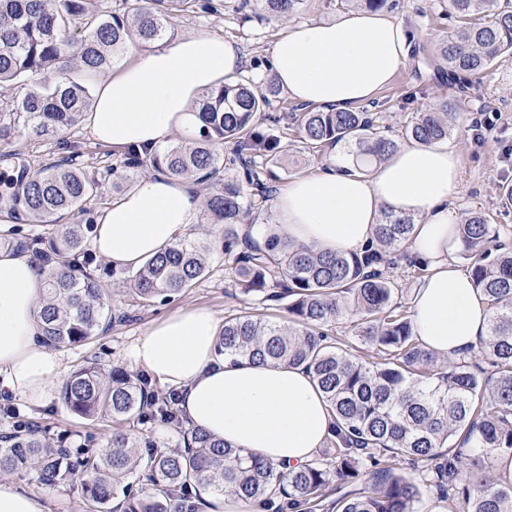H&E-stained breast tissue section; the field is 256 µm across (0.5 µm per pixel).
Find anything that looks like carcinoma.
Segmentation results:
<instances>
[{"mask_svg": "<svg viewBox=\"0 0 512 512\" xmlns=\"http://www.w3.org/2000/svg\"><path fill=\"white\" fill-rule=\"evenodd\" d=\"M194 0H120L104 10L101 0H0V86H26L20 97H0V140L20 129L65 140L91 106L89 86L107 74L132 42L165 38L172 10ZM265 8L290 16L300 0H262ZM494 0H452L460 19L441 55L458 79L486 71L512 54V10L488 16ZM279 89L247 80L226 83L203 96L204 128L150 157L167 171L207 187L202 202L207 224L224 225V261L246 292L265 294L288 317L256 315L224 319L219 352L224 358L263 359L303 367L317 380L333 413L334 452L288 472L198 430L183 429V449L159 452L133 436L124 423L158 419L177 429L182 422L170 402L143 378L114 366L95 364L74 371L64 383V406L91 419L100 414L116 424L106 448L89 449L74 460L28 430L0 448V471H30L49 488L80 479L96 508L116 490L122 512H183L190 492L203 487L230 495L248 507L275 512H318L330 487L362 481L335 501L336 512H415L418 487L399 468L402 461L425 464L431 484L445 501L456 498L466 512H512V486H499L482 458L512 452V243L486 217L459 224L468 274L489 308L487 335L469 356L439 362L420 343L401 309L404 288L386 275L388 256L411 238L412 221L385 216L375 239L361 254H330L272 237L259 246L239 235L242 217L270 215L269 180L279 163L282 138L293 131L306 149L343 145L354 171L383 161L397 149L374 112L283 106L268 111ZM458 104L446 99L415 112L402 137L424 144L448 138ZM233 144L224 158L223 146ZM113 169L88 172L68 157L40 167L24 166L11 193L13 206L33 224L52 226L42 246L48 264L42 297L43 342L60 348L92 340L112 323V300L90 266L85 225L60 219L101 196ZM209 247L193 232L147 260L128 276L129 291L146 306L192 287L207 272ZM345 312L357 316L356 335L382 356L342 347L328 336ZM494 367L484 376L476 360Z\"/></svg>", "mask_w": 512, "mask_h": 512, "instance_id": "1", "label": "carcinoma"}]
</instances>
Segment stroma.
<instances>
[{"label":"stroma","instance_id":"1","mask_svg":"<svg viewBox=\"0 0 512 512\" xmlns=\"http://www.w3.org/2000/svg\"><path fill=\"white\" fill-rule=\"evenodd\" d=\"M238 0H223L218 12L205 13L187 5L174 13V34L181 37L198 31H209L240 43L245 51L243 79L266 86L272 77L268 67L270 49L285 23L295 24L331 21L350 10L349 0H302L290 18L284 19L260 9L257 18L242 22L235 7ZM385 13L400 19L410 34L404 65L392 83L367 104L370 112L383 116L386 125L399 130L412 113L446 98L458 99L459 117L447 138L461 158V172L454 205L458 217L485 215L501 235L512 239V206L500 204L503 185H512V56L501 57L483 74L459 85L448 75V66L439 49L457 24L451 0H387ZM481 119L482 133H475L473 119ZM286 159L275 169L272 187L284 186L290 179L315 171L320 156L304 150L298 139L283 142ZM80 152L81 161L91 171L113 167L114 181L130 179L138 183L152 174L150 164L126 169L119 152L98 142L85 125L75 126L67 136L66 145L56 141L16 135L0 141V173L11 175L19 165H46ZM93 268L106 288L112 292L115 306L128 308L130 316L113 320L96 338L86 343L61 348L67 372L96 363L109 368L128 366L125 351L145 335L155 320L177 309L202 306L218 318L232 314H261L271 319L284 318L283 310L263 301L261 295L244 293L235 286L234 275L224 262L222 248H215L209 257L205 277L191 288L146 307L130 306L122 290L123 270L112 268L102 259H95ZM33 423L50 439L66 438L68 446L99 448L112 434L111 417L102 415L93 420L80 418L62 404L60 393H53L44 403L28 399L0 397V435L13 432L14 420ZM8 480L19 487L40 494L48 512H92L80 482L47 488L41 486L29 471L8 473Z\"/></svg>","mask_w":512,"mask_h":512}]
</instances>
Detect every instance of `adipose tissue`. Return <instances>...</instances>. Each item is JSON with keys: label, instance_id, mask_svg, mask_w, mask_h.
Segmentation results:
<instances>
[{"label": "adipose tissue", "instance_id": "adipose-tissue-1", "mask_svg": "<svg viewBox=\"0 0 512 512\" xmlns=\"http://www.w3.org/2000/svg\"><path fill=\"white\" fill-rule=\"evenodd\" d=\"M101 80L85 115L92 136L151 156L174 134L196 137L204 123L196 103L235 80L243 51L235 41L196 32L141 52ZM403 23L377 10L287 26L270 54L272 73L304 106L348 111L368 103L403 66ZM461 160L444 143L400 146L368 173H346L329 161L289 180L270 201L271 223L244 217L241 236L270 235L326 252L359 254L384 215L411 218L410 259L424 270L410 296L419 341L455 359L487 333L488 309L453 255L461 246L453 199ZM196 184L156 173L128 189L98 217L94 253L117 268L140 267L200 223ZM46 271L26 252L0 247V395L40 403L64 374L56 349L41 340ZM221 325L206 307L178 310L154 323L126 350L132 364L176 393L188 428L201 430L273 463H308L331 435V410L312 374L258 359L232 361L218 352Z\"/></svg>", "mask_w": 512, "mask_h": 512}]
</instances>
